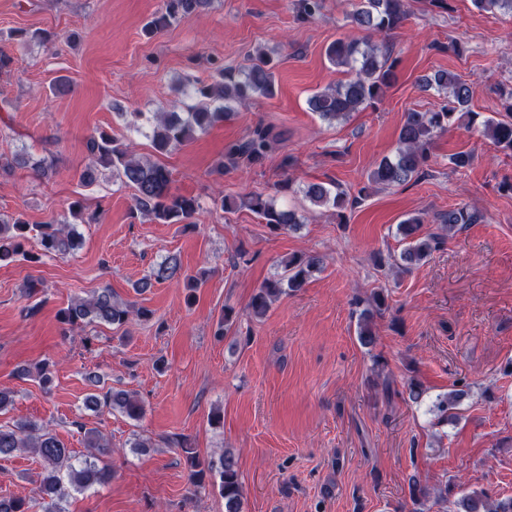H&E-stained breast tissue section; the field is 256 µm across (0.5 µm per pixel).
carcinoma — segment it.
Returning a JSON list of instances; mask_svg holds the SVG:
<instances>
[{
    "label": "carcinoma",
    "mask_w": 512,
    "mask_h": 512,
    "mask_svg": "<svg viewBox=\"0 0 512 512\" xmlns=\"http://www.w3.org/2000/svg\"><path fill=\"white\" fill-rule=\"evenodd\" d=\"M211 4L212 0H162L148 23V29L162 31L209 8ZM472 4L480 12L512 16V0H472ZM348 18L362 36L338 38L325 50L329 63L342 69L347 78L312 94L307 101L309 111L329 125L381 101L393 83L396 60L392 58L389 46L378 42L377 38L388 37L406 19L404 0H351ZM424 86L445 94L448 105L438 112H406L395 151L373 164L367 173L369 184L395 187L421 179L426 174L435 135L455 121H462L467 126L480 124L484 136L501 151L512 155V94L502 99L498 116L482 118L469 109L471 87L458 75L438 71L433 77L424 79ZM177 91L194 101L185 112H155L148 119L142 112L132 113L135 123L146 119V136L154 151L161 155L191 141L196 133L226 120L246 102L274 96L272 60L267 54L258 53L246 66L219 69L208 84L185 79L179 83ZM277 141L278 136L272 134L270 128L259 125L243 140L226 148L221 169L256 164L265 158ZM87 151L86 178L93 179L100 167L112 170V176L133 189L135 208L140 213L163 224H188L199 210L200 203L196 197L172 192L171 174L164 165L136 156L118 138L102 131L87 140ZM303 194L311 206L334 210L340 217L351 205L348 194L334 182L310 183L304 187ZM247 207L274 232L296 231L305 221L304 215L296 208L282 205L270 196L255 195ZM477 220L476 213L459 207L442 217L441 228L451 232ZM423 224L425 218L414 215L397 225V233L406 241L399 260L395 261L397 267L408 270L421 266L438 248L442 236L422 232ZM28 232L29 225L18 218L0 220V261L24 253ZM78 240L79 234L72 224L49 222L40 227L44 256L64 258L73 253ZM322 263L318 255H292L283 259L281 272L265 281L253 295L248 305L250 314L255 318L264 317L273 301L303 288L308 279L320 271ZM181 272L180 259L169 255L156 266L150 277L139 282L138 289L145 291L155 282L177 280ZM385 302L384 294L377 292L373 304L359 313L357 336L366 348L376 342L372 319L383 309ZM134 313L143 318L153 315L147 308L132 311L128 305L114 300L112 291L106 288L88 298L71 300L61 310V319L70 326L98 321L121 327ZM464 396L462 389H451L437 396L433 411L438 421H453ZM85 405L96 412L104 408L117 411L133 420L139 419L143 413L139 401L122 389L108 390L101 395L93 393L87 396ZM79 429L83 432L86 447L110 449L98 430L88 429L82 424ZM21 450L29 451L43 463L37 499L0 496V512H36L37 505L42 512H64L61 504L71 492L105 485L112 478L108 468L95 462V455L90 454L84 460L75 459L72 451L47 427L31 423H19L13 427L0 425V457H8ZM184 453L196 483H204L207 476L213 478V485L217 486L220 497L224 499V512H242L243 488L234 454L226 451L218 468L209 466L203 469L193 449L186 448ZM452 505L451 512H512V496L493 497L483 488L472 489L463 492Z\"/></svg>",
    "instance_id": "1"
}]
</instances>
